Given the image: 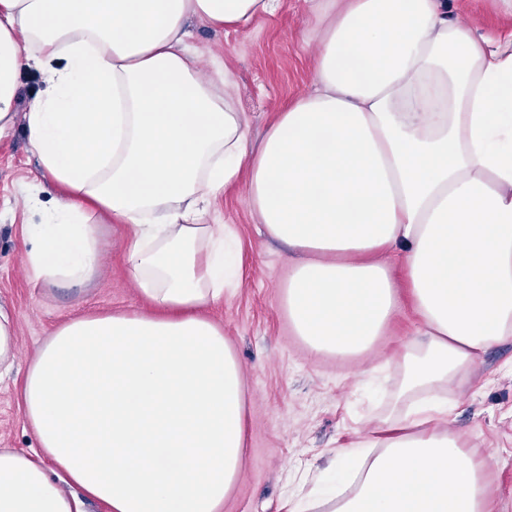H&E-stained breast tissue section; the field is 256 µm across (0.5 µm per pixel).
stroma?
Instances as JSON below:
<instances>
[{
    "label": "stroma",
    "mask_w": 512,
    "mask_h": 512,
    "mask_svg": "<svg viewBox=\"0 0 512 512\" xmlns=\"http://www.w3.org/2000/svg\"><path fill=\"white\" fill-rule=\"evenodd\" d=\"M448 13L491 39L512 32V13L502 0H448ZM304 18L303 0H281L275 15L258 17L244 29L189 25L190 49L232 72L236 104L253 138H262L277 113L312 88ZM49 90L40 72L20 74L18 119L0 141V309L15 320L18 347L13 368L0 375V448L35 444L19 388L50 331L84 315L150 311L124 264L125 228L105 224L100 215L93 221L103 227L104 259L92 282H36L26 270L31 244L23 227L41 221L26 201L36 193L50 203L56 189L30 151L23 114L35 96ZM207 221L232 229L239 263L237 287L202 311L223 328L246 385V454L224 512H289L298 499H318L338 449L390 434L393 419L406 408L397 396L403 374L394 358L404 345L420 343L421 321L401 282L398 310L369 349L349 356L312 352L288 319V251L263 234L245 184L225 193ZM435 393L448 400L442 429L457 438L463 452L486 461L484 479L495 512H512V338Z\"/></svg>",
    "instance_id": "obj_1"
}]
</instances>
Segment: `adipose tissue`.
Segmentation results:
<instances>
[{"label": "adipose tissue", "mask_w": 512, "mask_h": 512, "mask_svg": "<svg viewBox=\"0 0 512 512\" xmlns=\"http://www.w3.org/2000/svg\"><path fill=\"white\" fill-rule=\"evenodd\" d=\"M313 90L260 142L229 70L200 76L187 23L244 28L279 0H0V140L19 73L52 92L24 115L58 195L27 227L33 280L90 281L99 213L126 225L151 316H81L39 346L21 390L37 445L0 449V512H223L245 457V384L202 309L239 276L205 223L245 183L266 235L296 252L284 301L313 351L367 350L404 270L424 336L405 347L409 411L376 453L341 450L331 512H489L484 465L431 428L420 390L512 336V34L487 39L446 0H305ZM53 462L79 487L66 493Z\"/></svg>", "instance_id": "obj_1"}]
</instances>
